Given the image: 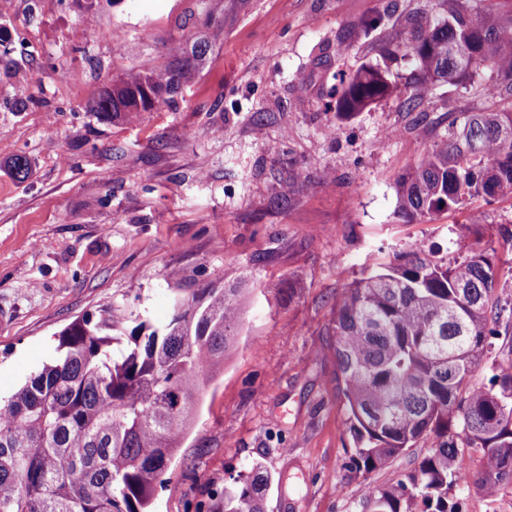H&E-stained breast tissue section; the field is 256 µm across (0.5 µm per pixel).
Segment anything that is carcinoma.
<instances>
[{
  "label": "carcinoma",
  "mask_w": 512,
  "mask_h": 512,
  "mask_svg": "<svg viewBox=\"0 0 512 512\" xmlns=\"http://www.w3.org/2000/svg\"><path fill=\"white\" fill-rule=\"evenodd\" d=\"M441 2L445 14L409 22L403 38L382 48V62L340 77L336 112L352 115L397 92L415 107L439 83L512 100V13L490 25L480 0ZM204 54L201 43L190 53L173 46L166 66L113 82L93 111L140 121L196 79ZM406 58L420 80L402 88L391 64ZM480 69L492 83L475 84ZM461 116L397 181L403 218L451 210L474 195L512 200V108ZM8 168L24 179L31 163L15 155ZM449 250L448 260L414 244L336 302L350 471L385 468L433 434L418 467L393 484L366 487L370 512H461L449 493L472 479L490 497L512 485V347L493 362L489 384L472 380L496 337L512 335V301L501 297L495 248L478 249L462 235ZM171 307L169 320H142L127 335L119 306L73 320L52 362L0 402V512H151L198 395L236 337L241 291L206 287L173 297ZM270 482L259 463L229 477L224 512H265Z\"/></svg>",
  "instance_id": "carcinoma-1"
}]
</instances>
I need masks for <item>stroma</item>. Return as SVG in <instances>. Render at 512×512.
<instances>
[{
  "instance_id": "obj_1",
  "label": "stroma",
  "mask_w": 512,
  "mask_h": 512,
  "mask_svg": "<svg viewBox=\"0 0 512 512\" xmlns=\"http://www.w3.org/2000/svg\"><path fill=\"white\" fill-rule=\"evenodd\" d=\"M438 0H9L0 20V396L49 363L57 334L106 304L156 322L173 294L244 291L224 370L200 396L153 512H215L229 475L261 462L266 512H363L431 448L348 472L334 309L344 288L413 243L447 256L468 233L512 282V201L472 197L411 223L394 185L458 111L512 102L439 84L416 108L392 95L350 118L328 105L340 73L380 59ZM383 16L381 35L364 26ZM207 51L195 82L128 125L92 112L113 78ZM24 107H17L18 97ZM486 215L468 228L471 211ZM277 283L267 291L266 283Z\"/></svg>"
}]
</instances>
